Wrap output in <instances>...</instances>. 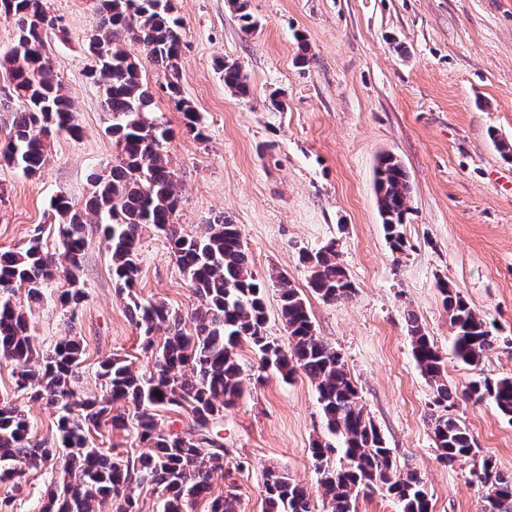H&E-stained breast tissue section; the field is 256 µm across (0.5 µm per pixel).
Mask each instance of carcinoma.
I'll list each match as a JSON object with an SVG mask.
<instances>
[{"instance_id": "1", "label": "carcinoma", "mask_w": 512, "mask_h": 512, "mask_svg": "<svg viewBox=\"0 0 512 512\" xmlns=\"http://www.w3.org/2000/svg\"><path fill=\"white\" fill-rule=\"evenodd\" d=\"M100 21L87 43L92 58L89 78L98 87L104 107L112 113L108 132L118 148L110 170L93 176L92 196L79 209L63 193L51 200L60 219L59 246L49 251L40 235L21 250L0 251V357L13 365L16 391L41 401L56 414L53 441L33 435L30 418L15 401L0 399V484L22 486L27 471L47 465L58 468L53 487L40 512H142L136 490L147 486L159 493L157 512H239L236 486L213 495L214 474L225 475L230 450L217 428L224 410L244 394V370L238 349L246 345L256 355L257 371L269 369L283 378L302 373L314 385L329 439L312 443L311 457L320 478L316 492L296 483L288 473L266 472L263 493L266 512H314L312 495L321 497L324 512H355L357 495L376 487L386 490L402 512H430V500L420 473L399 472L391 449L365 414L360 396L342 356L316 336L304 298L292 281L276 276L281 321L288 333L282 348L267 333L266 282L251 269L240 226L226 216L202 225L195 234L182 232L176 222L179 198L175 171L166 143L169 129L149 118L153 94L142 81L139 63L126 51L134 42L158 69L162 88L182 112L185 129L206 138L202 118L184 96L180 67L182 23L173 0H98ZM0 15L18 28L14 47L0 59V70L11 76L12 95L20 103L13 113L10 138L0 148V161L27 176L39 173L51 156L54 132L78 137L71 100L52 69L44 36L59 27L43 0H0ZM224 86L241 96L250 93L247 77L236 63L220 62ZM379 212L386 239L394 253L404 252L401 226L411 211L408 174L400 160L386 154L375 174ZM92 215L110 254L116 293L126 300L130 319L151 355L147 373L124 358L107 357L97 369V396L76 395L74 383L82 362L75 337L60 339L41 350L30 330L28 305L39 303L59 273L68 288L57 294L64 309L76 311L85 297L78 271L85 249L83 224ZM150 224L164 235L172 259L182 271L199 305L191 313L194 329L186 331L182 316L162 301H144L133 291L139 274V229ZM310 289L325 302L351 297L354 285L339 260L336 242L299 255ZM438 289L453 329V356L477 365L497 340L492 326L477 314L459 291L441 282ZM413 359L433 385L440 411L431 424L439 458L453 464L472 454L465 428L448 414L455 393L443 375L439 348L409 315ZM167 336L155 343L154 333ZM466 396L490 400L512 420V377L472 383ZM161 409L184 410L192 427L184 433L164 431ZM133 429L147 451L121 459L110 448L91 445L88 435L104 423ZM346 464H330L336 451ZM478 481L486 489L492 512H512V473L483 461Z\"/></svg>"}]
</instances>
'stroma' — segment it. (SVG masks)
I'll return each mask as SVG.
<instances>
[{
    "instance_id": "stroma-1",
    "label": "stroma",
    "mask_w": 512,
    "mask_h": 512,
    "mask_svg": "<svg viewBox=\"0 0 512 512\" xmlns=\"http://www.w3.org/2000/svg\"><path fill=\"white\" fill-rule=\"evenodd\" d=\"M45 3L62 27L51 36V64L82 134H58L41 175L0 162V251L21 248L38 233L54 246L50 199L62 192L83 203L91 174L117 154L106 132L112 115L88 77L96 2ZM174 3L183 23L184 91L204 119L206 140L186 132L155 66L144 63L142 74L154 91L153 118L171 130L178 224L189 233L220 216L239 224L253 271L285 274L301 291L317 336L342 355L395 468L421 474L432 512H490L475 472L486 459L512 472V420L464 393L473 381L512 375V160L494 143L512 142V0H247L256 22L248 34L231 0ZM222 61L242 67L248 96L225 87ZM274 90L283 110L269 104ZM386 153L409 175L412 212L402 227V254L386 242L374 186ZM85 239L84 301L71 313L45 299L33 305L30 327L45 349L62 336L80 339L76 387L96 395L105 357L142 371L151 361L114 291L98 225H86ZM331 241L355 292L328 303L310 290L299 255ZM139 253L138 296L190 315L198 300L151 226L141 230ZM441 280L495 326L497 341L477 366L451 353ZM412 314L443 356L448 385L460 394L453 414L473 441V456L451 465L437 457L434 391L411 354ZM1 394L23 405L37 438L53 437V410L15 395L12 367L0 359ZM219 434L235 468L232 479L215 477L213 490L235 482L243 512H264L269 467L316 489L310 448L328 433L304 375L286 381L269 371L247 379ZM52 478L42 470L19 492L0 486V499L10 500L0 512H35Z\"/></svg>"
}]
</instances>
